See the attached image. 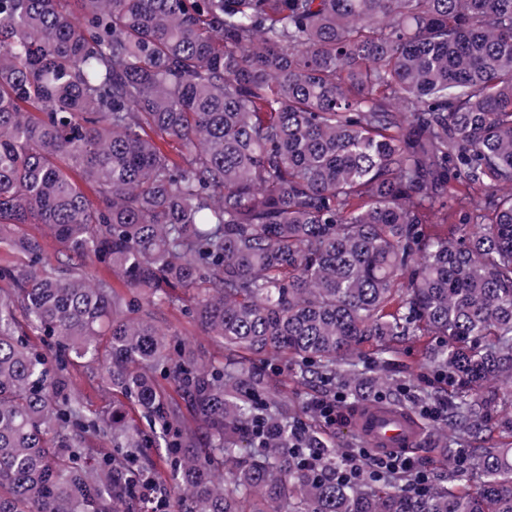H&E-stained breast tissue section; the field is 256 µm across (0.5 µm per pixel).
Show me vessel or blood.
Segmentation results:
<instances>
[{"mask_svg": "<svg viewBox=\"0 0 512 512\" xmlns=\"http://www.w3.org/2000/svg\"><path fill=\"white\" fill-rule=\"evenodd\" d=\"M352 425L361 437L382 452L412 450L421 434L415 418L378 405L360 408L352 418Z\"/></svg>", "mask_w": 512, "mask_h": 512, "instance_id": "1", "label": "vessel or blood"}]
</instances>
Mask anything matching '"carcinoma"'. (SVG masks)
Here are the masks:
<instances>
[{
  "instance_id": "carcinoma-1",
  "label": "carcinoma",
  "mask_w": 512,
  "mask_h": 512,
  "mask_svg": "<svg viewBox=\"0 0 512 512\" xmlns=\"http://www.w3.org/2000/svg\"><path fill=\"white\" fill-rule=\"evenodd\" d=\"M0 244V512L144 479L161 512H512V0H0ZM408 336L451 488L341 478L267 361L399 404ZM159 320L163 327L177 334V336H174L175 339H184L200 349L206 360L219 358L222 355V350L218 344L210 336H206L197 324L182 315L178 310H165L159 315ZM406 347V353L397 358L391 367V374L402 394H412L419 389L434 392L448 388L447 384L440 383L432 368L421 366L417 353L419 343H414L413 337L406 341ZM76 385L87 404L96 411L112 408V391L97 381L89 380L85 374L76 375Z\"/></svg>"
}]
</instances>
